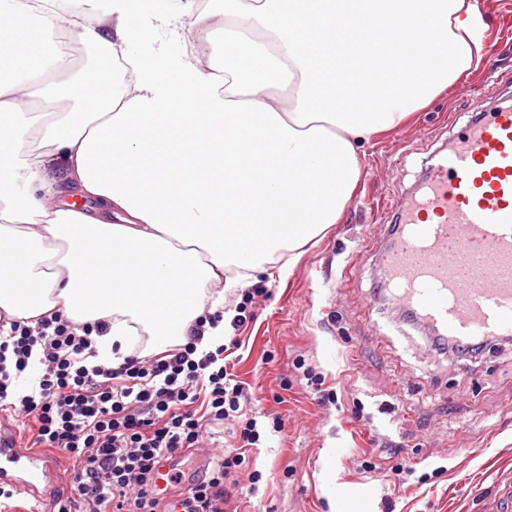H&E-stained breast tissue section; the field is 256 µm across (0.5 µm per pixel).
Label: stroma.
<instances>
[{
    "instance_id": "1",
    "label": "stroma",
    "mask_w": 512,
    "mask_h": 512,
    "mask_svg": "<svg viewBox=\"0 0 512 512\" xmlns=\"http://www.w3.org/2000/svg\"><path fill=\"white\" fill-rule=\"evenodd\" d=\"M479 2L493 69L462 76L372 141L340 224L286 277L260 276L248 322L224 331L239 341L227 359L265 429L228 490L233 512H479L495 469H512V343L473 357L437 350L379 290L374 264L394 221L379 203L406 202L475 100L512 93V0ZM369 461L380 472H366ZM401 464L404 481L390 474Z\"/></svg>"
}]
</instances>
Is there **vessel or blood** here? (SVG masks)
<instances>
[{
	"mask_svg": "<svg viewBox=\"0 0 512 512\" xmlns=\"http://www.w3.org/2000/svg\"><path fill=\"white\" fill-rule=\"evenodd\" d=\"M476 112L430 156L378 257L392 299L461 347L512 336V102ZM175 463L163 460L156 477L164 512H193L187 489L209 463L180 475L184 491L173 495ZM58 466L57 454L23 447L16 427L0 422V485L37 495ZM480 512H512L511 473L495 478Z\"/></svg>",
	"mask_w": 512,
	"mask_h": 512,
	"instance_id": "1",
	"label": "vessel or blood"
}]
</instances>
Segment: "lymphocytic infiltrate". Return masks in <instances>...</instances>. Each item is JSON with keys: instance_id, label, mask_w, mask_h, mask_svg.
Instances as JSON below:
<instances>
[{"instance_id": "lymphocytic-infiltrate-1", "label": "lymphocytic infiltrate", "mask_w": 512, "mask_h": 512, "mask_svg": "<svg viewBox=\"0 0 512 512\" xmlns=\"http://www.w3.org/2000/svg\"><path fill=\"white\" fill-rule=\"evenodd\" d=\"M105 330L51 313L33 327L11 321L0 333V406L30 421L33 447L67 461L75 496L59 500L57 512H162L155 485L162 461L202 447L228 424L237 451L190 490L199 512H224V486L243 463L241 451L261 438L224 347L198 351L199 320L186 343L131 354L115 367L89 364L91 335Z\"/></svg>"}]
</instances>
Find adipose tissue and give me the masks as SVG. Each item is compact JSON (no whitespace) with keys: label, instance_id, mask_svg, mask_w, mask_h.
Instances as JSON below:
<instances>
[{"label":"adipose tissue","instance_id":"1","mask_svg":"<svg viewBox=\"0 0 512 512\" xmlns=\"http://www.w3.org/2000/svg\"><path fill=\"white\" fill-rule=\"evenodd\" d=\"M63 2L0 0V317L106 321L115 365L292 269L339 222L364 144L482 59L473 0Z\"/></svg>","mask_w":512,"mask_h":512}]
</instances>
